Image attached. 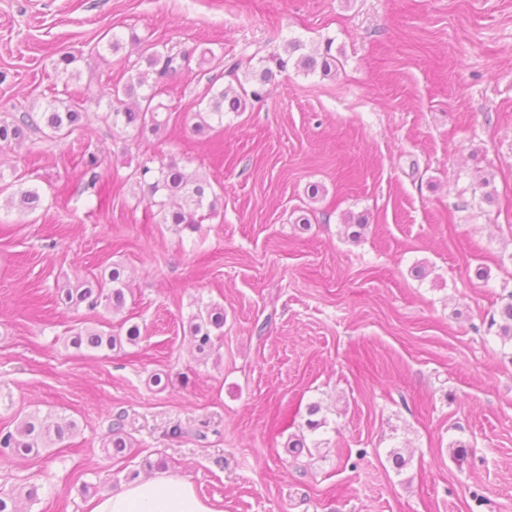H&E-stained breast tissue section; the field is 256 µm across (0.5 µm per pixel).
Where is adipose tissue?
Returning a JSON list of instances; mask_svg holds the SVG:
<instances>
[{"mask_svg":"<svg viewBox=\"0 0 512 512\" xmlns=\"http://www.w3.org/2000/svg\"><path fill=\"white\" fill-rule=\"evenodd\" d=\"M91 512H217L192 484L161 473L147 481L134 480L122 491L97 499Z\"/></svg>","mask_w":512,"mask_h":512,"instance_id":"1","label":"adipose tissue"}]
</instances>
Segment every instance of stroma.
<instances>
[{
  "instance_id": "obj_1",
  "label": "stroma",
  "mask_w": 512,
  "mask_h": 512,
  "mask_svg": "<svg viewBox=\"0 0 512 512\" xmlns=\"http://www.w3.org/2000/svg\"><path fill=\"white\" fill-rule=\"evenodd\" d=\"M144 40L189 56L160 96L167 127L137 137L106 114ZM291 40L331 47L335 70L288 68L193 132L229 64L247 75ZM81 98L72 133L0 148V175L43 199L28 214L0 195V428L78 425L0 452L1 493L36 484L27 512H89L147 458L224 512H512V343L491 324L512 301V0H0V117ZM91 153L99 190L80 182ZM170 160L220 197L197 231L160 224L139 184ZM115 264L121 311L60 303ZM212 306L223 336L203 360L189 321ZM98 323L141 338L71 346ZM313 403L327 424L310 433ZM13 430L0 429V450L23 454H38L39 448H50L55 441L73 435L76 423L66 415H57L51 423L36 414L17 418Z\"/></svg>"
}]
</instances>
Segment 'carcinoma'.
Wrapping results in <instances>:
<instances>
[{
    "label": "carcinoma",
    "instance_id": "cac0c4a2",
    "mask_svg": "<svg viewBox=\"0 0 512 512\" xmlns=\"http://www.w3.org/2000/svg\"><path fill=\"white\" fill-rule=\"evenodd\" d=\"M300 49L299 43L289 41L283 53L270 56L269 61L273 66L263 65L248 72L246 81L252 84L251 90H246L244 83L239 81L214 93L203 111L197 113L195 131L212 128V120L223 124L224 113L238 111L248 95L255 100L261 99L266 93V86L274 79L275 72L286 70L290 63L307 74L318 70L325 76L331 73V61L327 56L301 54ZM145 51L146 69L130 76L122 88L110 90L109 117L112 118V124L130 128L138 136L148 131L157 133L166 128L168 120L161 118L160 112L163 104L155 102V98L162 94L166 80L181 68L179 61L186 59L185 52H176L172 48L162 53L149 44L145 46ZM86 104L85 100H73L65 106L63 112L49 108L43 112H23L9 121L0 119V143L19 144L29 138L31 133H39L49 140L64 136L81 123ZM101 167L102 163L95 154L88 155L83 169V175L88 177L87 185L93 187L98 183L101 177L98 169ZM141 180L146 186L150 204L157 208V214L161 216V223L177 233L185 229H196L206 218L203 211L211 214L217 210L219 196L212 190L211 184L186 173L173 160L154 168L143 166ZM14 182L18 183V190L9 203H17L23 210L36 209L41 201L39 191L24 187L20 177L14 178ZM108 283L111 287L107 289L105 283L97 279L83 278L59 289L60 300L71 307L83 304L94 310L103 305L116 312L123 308L125 292L129 290L128 276L124 269L113 267L109 272ZM223 327L222 308L211 307L206 309V315L193 317L190 333L198 353L205 355L212 351L218 338L216 331ZM498 335L503 342H512V302L501 308ZM140 336V327L137 325L129 326L123 338L97 327H86L73 336L71 343L77 349L111 350L123 339L134 344ZM76 428V423L65 415L56 416L51 423L36 414L26 415L16 419L14 428L0 429V450L36 454L39 449L49 448L55 442L74 434ZM37 496L36 486L20 491L15 497L0 496V512H20L18 500L24 498L33 501Z\"/></svg>",
    "mask_w": 512,
    "mask_h": 512
}]
</instances>
